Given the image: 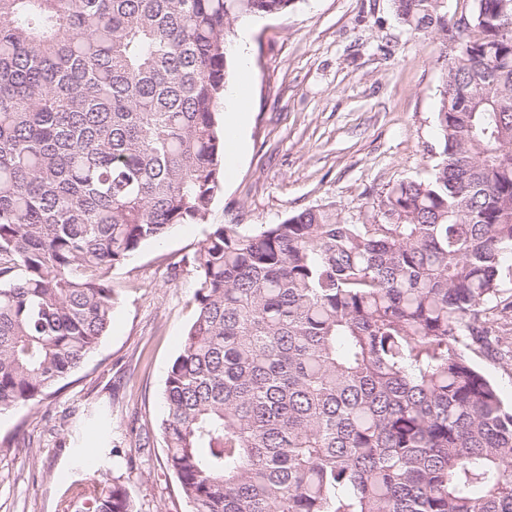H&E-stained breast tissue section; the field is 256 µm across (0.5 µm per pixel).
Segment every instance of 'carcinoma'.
<instances>
[{
  "label": "carcinoma",
  "instance_id": "obj_1",
  "mask_svg": "<svg viewBox=\"0 0 512 512\" xmlns=\"http://www.w3.org/2000/svg\"><path fill=\"white\" fill-rule=\"evenodd\" d=\"M295 0H0V413L39 404L112 321V269L201 224L238 22ZM436 41V161L372 219L216 227L164 385L190 512H512V0H393ZM63 512H134L121 477ZM474 362L479 368L494 381L501 391L502 400L507 407L512 406V366L503 367L490 357L480 354L475 355Z\"/></svg>",
  "mask_w": 512,
  "mask_h": 512
}]
</instances>
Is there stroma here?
<instances>
[{
	"mask_svg": "<svg viewBox=\"0 0 512 512\" xmlns=\"http://www.w3.org/2000/svg\"><path fill=\"white\" fill-rule=\"evenodd\" d=\"M246 148L202 224L145 243L112 270V325L39 405L0 414V512H61L89 470L124 479L136 512H189L159 438L167 372L195 315L191 259L212 229L253 234L317 207L347 223L402 180L426 178L442 62L391 0H296L249 21Z\"/></svg>",
	"mask_w": 512,
	"mask_h": 512,
	"instance_id": "1",
	"label": "stroma"
}]
</instances>
